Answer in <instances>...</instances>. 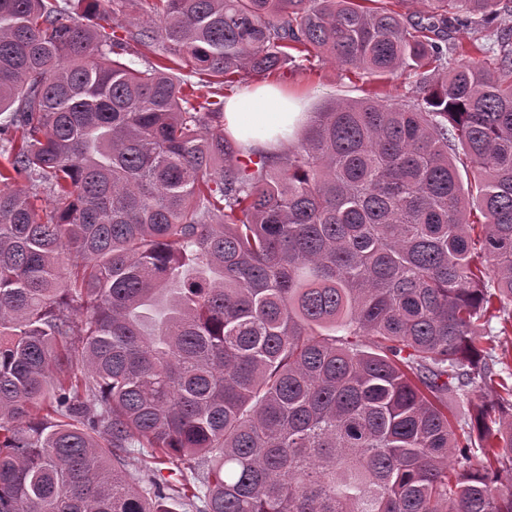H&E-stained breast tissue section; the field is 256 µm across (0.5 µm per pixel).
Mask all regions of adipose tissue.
<instances>
[{
  "label": "adipose tissue",
  "mask_w": 512,
  "mask_h": 512,
  "mask_svg": "<svg viewBox=\"0 0 512 512\" xmlns=\"http://www.w3.org/2000/svg\"><path fill=\"white\" fill-rule=\"evenodd\" d=\"M299 118L298 104L275 85L248 88L224 103V127L246 144L279 149Z\"/></svg>",
  "instance_id": "ef3b65f1"
}]
</instances>
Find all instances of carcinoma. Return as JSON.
I'll use <instances>...</instances> for the list:
<instances>
[{
  "label": "carcinoma",
  "mask_w": 512,
  "mask_h": 512,
  "mask_svg": "<svg viewBox=\"0 0 512 512\" xmlns=\"http://www.w3.org/2000/svg\"><path fill=\"white\" fill-rule=\"evenodd\" d=\"M143 2L0 0V512H512V0ZM315 58L412 97L224 129ZM502 30H512V13H502L499 18L489 27H479L478 30L475 32L471 31L472 33L469 34H463V33H454L453 36L455 37V40L451 39L448 40V43H452L453 41H457V38H466L468 40V37H475L479 38V42H482L487 47L493 48L495 51L498 50V44H497V35Z\"/></svg>",
  "instance_id": "carcinoma-1"
}]
</instances>
